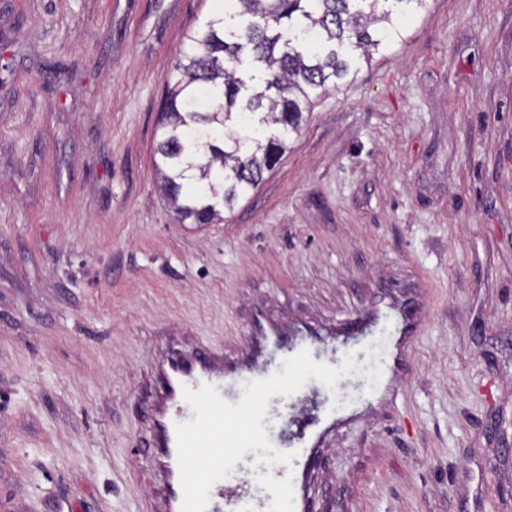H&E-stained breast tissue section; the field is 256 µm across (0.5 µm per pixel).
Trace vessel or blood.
<instances>
[{
  "mask_svg": "<svg viewBox=\"0 0 512 512\" xmlns=\"http://www.w3.org/2000/svg\"><path fill=\"white\" fill-rule=\"evenodd\" d=\"M285 331V326L258 321L241 339L234 356H225L220 348L201 346L157 361L147 383L150 397L146 407L156 480L146 496L144 512H181L183 489L175 427L196 417L184 398V388L196 390L209 384L225 402L239 403L245 383L270 375L261 354L267 338ZM411 366L408 354L392 355L387 378L379 386L385 399L393 397L396 376L407 374ZM323 412L327 421L323 430H314L299 414L291 427L273 437V445L292 453L290 465L260 464L255 454H244L224 481L211 487L206 512H306L303 485L310 460L327 447L336 427L335 407H324Z\"/></svg>",
  "mask_w": 512,
  "mask_h": 512,
  "instance_id": "obj_1",
  "label": "vessel or blood"
}]
</instances>
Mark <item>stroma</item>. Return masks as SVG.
Segmentation results:
<instances>
[{
    "label": "stroma",
    "instance_id": "obj_1",
    "mask_svg": "<svg viewBox=\"0 0 512 512\" xmlns=\"http://www.w3.org/2000/svg\"><path fill=\"white\" fill-rule=\"evenodd\" d=\"M216 0H0V512H141V386L168 334L232 350L256 315L321 336L419 301L338 390L315 457L334 512H512V0H427L317 97L220 224L152 163L166 76ZM411 366L412 361L406 352L400 353L399 351H397V353L391 356V362L390 367L388 369L387 378L380 384L378 389L383 393L387 401L393 398L392 385L395 382L396 376L398 374H407Z\"/></svg>",
    "mask_w": 512,
    "mask_h": 512
}]
</instances>
